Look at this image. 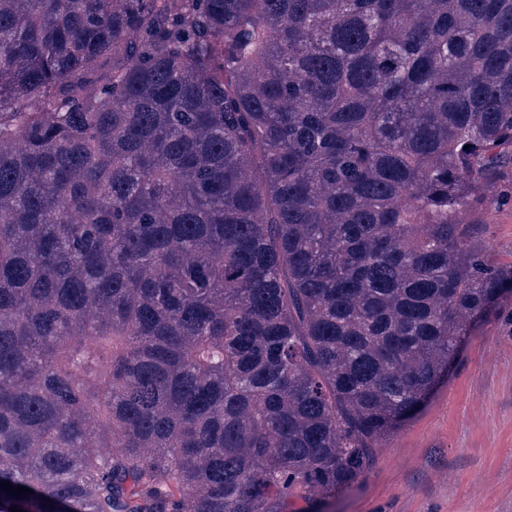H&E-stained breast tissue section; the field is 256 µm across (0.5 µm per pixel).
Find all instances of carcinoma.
Segmentation results:
<instances>
[{
    "mask_svg": "<svg viewBox=\"0 0 512 512\" xmlns=\"http://www.w3.org/2000/svg\"><path fill=\"white\" fill-rule=\"evenodd\" d=\"M512 0H0V512H300L512 295ZM474 227L476 239L490 245L494 257L503 263L512 262V197L510 189L496 184L485 205L466 215Z\"/></svg>",
    "mask_w": 512,
    "mask_h": 512,
    "instance_id": "obj_1",
    "label": "carcinoma"
}]
</instances>
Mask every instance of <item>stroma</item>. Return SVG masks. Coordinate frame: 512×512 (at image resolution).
Masks as SVG:
<instances>
[{
	"label": "stroma",
	"instance_id": "obj_1",
	"mask_svg": "<svg viewBox=\"0 0 512 512\" xmlns=\"http://www.w3.org/2000/svg\"><path fill=\"white\" fill-rule=\"evenodd\" d=\"M467 219L512 262V188L495 185ZM317 512H512V298L474 325L365 479Z\"/></svg>",
	"mask_w": 512,
	"mask_h": 512
}]
</instances>
